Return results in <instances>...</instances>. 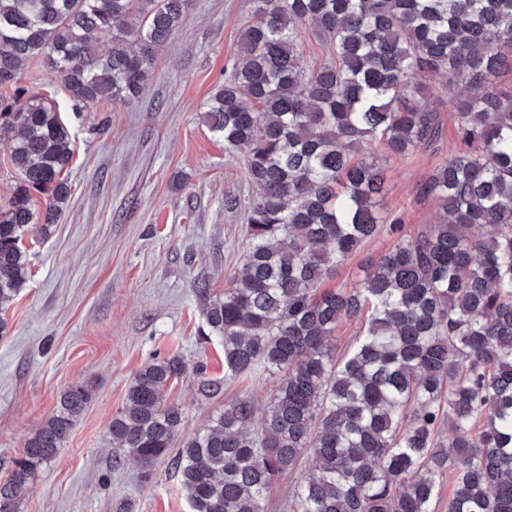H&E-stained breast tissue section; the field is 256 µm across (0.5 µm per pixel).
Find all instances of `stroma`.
I'll use <instances>...</instances> for the list:
<instances>
[{
    "label": "stroma",
    "instance_id": "obj_1",
    "mask_svg": "<svg viewBox=\"0 0 512 512\" xmlns=\"http://www.w3.org/2000/svg\"><path fill=\"white\" fill-rule=\"evenodd\" d=\"M252 11V0H196L129 104L78 108L46 61L21 72L23 86L56 104L74 156L68 203L51 227L25 226L28 281L0 306V458L21 456L71 386L90 385L92 400L59 454L19 492L17 512H191L171 460L147 473L112 442L128 385L154 358L176 355L186 365L166 394L183 409L185 434L236 398H250L260 413L269 402L277 379L264 368L225 379L223 348L206 334L194 288L205 281L223 293L246 249L244 210L256 189L242 153H225L200 107L223 84ZM427 105L442 114L437 151L398 158L370 149L386 175L380 207L407 232L435 222L415 186L458 146L447 96ZM229 196L238 208H225ZM393 243L381 229L324 288L354 287ZM211 380L219 391L207 389Z\"/></svg>",
    "mask_w": 512,
    "mask_h": 512
}]
</instances>
